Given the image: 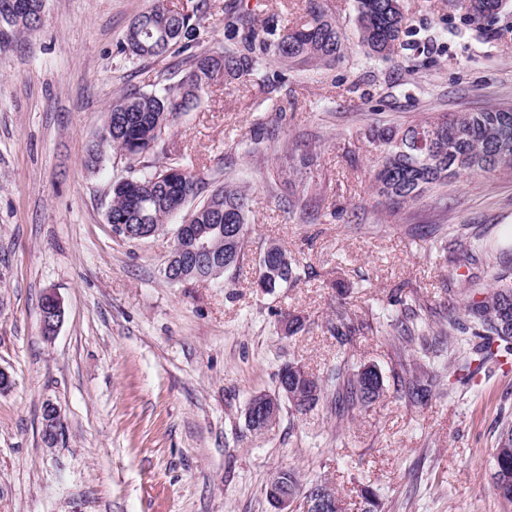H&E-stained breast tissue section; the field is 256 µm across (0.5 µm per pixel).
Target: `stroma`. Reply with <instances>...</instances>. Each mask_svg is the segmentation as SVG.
Masks as SVG:
<instances>
[{
    "label": "stroma",
    "instance_id": "1",
    "mask_svg": "<svg viewBox=\"0 0 512 512\" xmlns=\"http://www.w3.org/2000/svg\"><path fill=\"white\" fill-rule=\"evenodd\" d=\"M348 34L346 59L290 69L283 80L213 85L174 129L177 146L211 178L251 187L247 257L231 284L172 285L163 269L175 225L128 241L106 219L109 187L127 176L106 154L88 171L89 138L116 94L155 89L181 59H132L117 47L146 0H45L40 26L0 49V512H273L271 478L334 485L360 512L372 487L384 512H512L492 480L500 419L512 420V371L484 366L478 390L440 381L420 402L401 382L418 375V341L394 347L395 297L428 296L423 331L438 335L448 291L489 282L492 257H512V169L449 179L397 207L372 189L370 126L512 105V0L493 29L465 21L452 0H403L408 35L390 60L357 45L355 0H328ZM276 125L281 141L318 151L292 189L268 184L240 147ZM304 195L306 209L289 207ZM485 256L466 270L456 242ZM272 242L300 263L291 287H255ZM65 316L40 332L46 291ZM345 295L371 331L344 342L326 330ZM282 312L301 316L292 336ZM320 379L376 367L385 389L337 421L333 399L307 413L282 410L248 430L250 398L276 389L283 363ZM60 411L54 445L42 434L46 403Z\"/></svg>",
    "mask_w": 512,
    "mask_h": 512
}]
</instances>
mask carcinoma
I'll list each match as a JSON object with an SVG mask.
<instances>
[{"label":"carcinoma","mask_w":512,"mask_h":512,"mask_svg":"<svg viewBox=\"0 0 512 512\" xmlns=\"http://www.w3.org/2000/svg\"><path fill=\"white\" fill-rule=\"evenodd\" d=\"M33 8L19 20L13 0H0V47L8 45L40 24L44 0H31ZM501 0H468L466 20L492 24ZM210 0H198L192 12L169 7L167 0H148L145 9L130 23L120 52L138 59L174 51L184 55V75L174 81L167 77L151 92L128 89L118 95L107 110L104 126L108 136L95 135L85 166L97 169L104 152L111 150L127 161L130 176L112 182L107 220L112 224L163 225L183 216L187 224L249 223L250 190L234 179L215 183L172 141L173 129L182 116L197 107L219 79L264 78V69L329 66L345 57V35L324 0H307L306 15L292 27L278 25L268 17L262 26L241 6L224 7V43L199 50L210 14ZM401 0H356L357 42L371 58H389L403 33ZM367 139L375 149L373 186L378 196L401 205L416 201L425 191L448 184V179L466 173L480 175L499 167L512 168V107L495 106L481 112L445 113L430 116L404 127L375 126ZM264 139L246 142L244 151L259 160L268 150L277 162L266 167L273 182H288L311 166L313 152L284 143L276 148ZM247 234L238 239L232 259L224 260L218 277L232 278L245 259ZM264 252L280 262L284 271L276 276L259 273L257 287L274 294L299 280L298 261L283 246L269 244ZM331 335L349 340L371 325L350 315L345 298L336 300V312L326 325ZM448 335L459 340L450 352L453 376L468 382L488 360L501 363L512 359V278L497 276L472 295L462 288L448 296ZM296 370L305 375V385L316 396L315 407L327 393L317 377L305 374L297 362L284 364L279 373ZM384 392L377 370L358 369L352 374L336 372V424L344 410L367 406ZM308 407V408H310ZM302 414L308 408L291 404ZM493 480L497 494L512 503V422L502 423L494 448ZM362 512H382L377 493L361 490Z\"/></svg>","instance_id":"obj_1"}]
</instances>
